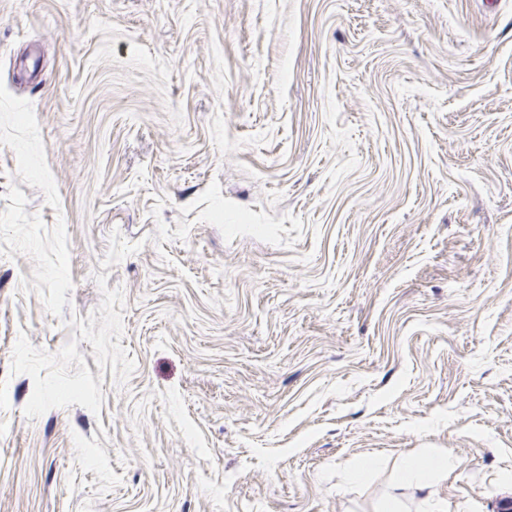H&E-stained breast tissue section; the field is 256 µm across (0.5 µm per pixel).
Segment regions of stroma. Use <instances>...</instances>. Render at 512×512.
<instances>
[{
  "instance_id": "obj_1",
  "label": "stroma",
  "mask_w": 512,
  "mask_h": 512,
  "mask_svg": "<svg viewBox=\"0 0 512 512\" xmlns=\"http://www.w3.org/2000/svg\"><path fill=\"white\" fill-rule=\"evenodd\" d=\"M507 496L512 0H0V512ZM448 469V453L436 448L430 455L405 457L398 472V480L403 484L424 487L426 477Z\"/></svg>"
}]
</instances>
